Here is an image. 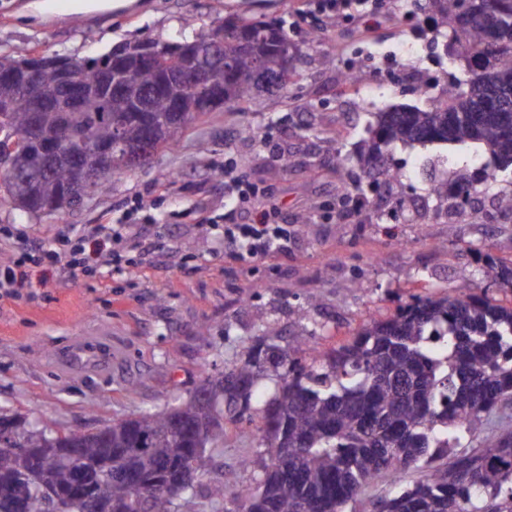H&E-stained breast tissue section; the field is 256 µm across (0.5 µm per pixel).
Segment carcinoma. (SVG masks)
I'll list each match as a JSON object with an SVG mask.
<instances>
[{
  "instance_id": "1",
  "label": "carcinoma",
  "mask_w": 512,
  "mask_h": 512,
  "mask_svg": "<svg viewBox=\"0 0 512 512\" xmlns=\"http://www.w3.org/2000/svg\"><path fill=\"white\" fill-rule=\"evenodd\" d=\"M434 28L474 63L465 85L451 84L425 109L374 113L375 128L361 150L367 166L356 173L341 156V183L361 187L373 167L397 145L446 141L483 144L512 165V0H428ZM164 50L154 65L143 60L142 41L121 45L118 66L105 53L74 60L86 100L77 111L56 94L54 70L38 71L49 91L40 109L43 135L66 141L89 132L112 146V173L77 178L65 153L48 161L22 142L0 160V192L20 210L39 216L70 185L81 197L108 191L114 180L139 168L132 151L146 134L153 150L176 146L201 117L252 100L266 84L284 90L299 74H284L292 43L279 24L259 17L226 16ZM0 57V141L24 136L32 108L22 91L19 63ZM120 87L103 89L107 75ZM483 179H469L460 211L474 223L481 211L470 198ZM448 195L433 180L429 202ZM204 378L195 395L176 405L112 422L101 436L77 440L60 454L53 423L25 427L10 451H0V502L23 500L26 512H56L43 495L63 493L77 477L103 482L112 512H171L181 495L184 512H202L200 489L224 498L222 481L203 485L214 453L224 447V414L259 422L263 449L244 458L258 471L257 488L242 487L234 512H343L363 488L382 476L393 481L411 469L422 478L380 499L375 512H512V420L493 440L473 441L487 416L512 409V308L477 297L417 296L394 315L364 326L348 343L323 354L318 365L266 354ZM275 390L254 405L260 358Z\"/></svg>"
}]
</instances>
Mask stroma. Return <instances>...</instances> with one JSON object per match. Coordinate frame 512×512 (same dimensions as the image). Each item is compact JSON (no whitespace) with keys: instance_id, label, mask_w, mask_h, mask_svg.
<instances>
[{"instance_id":"35a3bbf8","label":"stroma","mask_w":512,"mask_h":512,"mask_svg":"<svg viewBox=\"0 0 512 512\" xmlns=\"http://www.w3.org/2000/svg\"><path fill=\"white\" fill-rule=\"evenodd\" d=\"M27 2L0 0V56L28 50L98 56L126 41L189 34L237 11L282 24L300 78L288 89L258 93L245 110L216 112L192 125L178 146L158 150L148 165L75 210L32 216L0 198V261L22 238L57 248L78 240L90 224L148 221L155 235L153 253L126 249L117 270L99 258L75 279L48 263L30 268L35 299L0 303L1 410L85 431L189 396L206 375L247 359L272 322L280 347L289 336H307L291 357L308 365L416 294H474L512 307V290L487 273L492 265L512 266L511 213L486 203L484 223L471 224L441 205L429 207L425 223L407 221L432 178L453 185L459 175L490 171L497 189L512 188V170L498 169L479 145L398 147L388 164L406 171L403 183L365 189L350 218L336 217L346 188L335 158L358 169L368 121L339 96L344 73L362 74L358 93L378 111L428 107L465 76V62L436 43L412 0H389L371 30L327 26L307 0H139L135 9L85 14L72 13L71 0H51L39 17L27 15ZM315 31L317 46L309 41ZM324 47L333 49L334 65L323 64ZM417 70L427 75L429 92L412 83ZM244 124L255 138H241ZM269 128L277 139L267 147L258 135ZM228 161L274 191L293 224L286 252L255 262L225 258L220 220L232 203L219 175ZM303 214L311 223H298ZM202 216L213 218V227H200ZM204 323L211 327L206 337L199 334ZM81 338L111 346L110 371L62 366L60 353ZM251 428L225 420L211 476L230 477L231 484L219 507L205 512H234L237 490L258 486L260 474L241 465L258 447L244 436Z\"/></svg>"}]
</instances>
